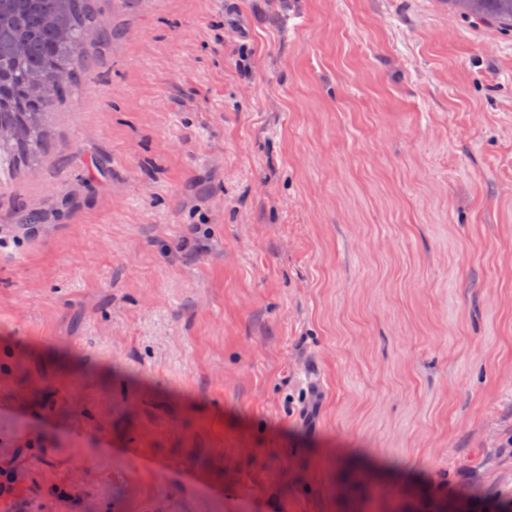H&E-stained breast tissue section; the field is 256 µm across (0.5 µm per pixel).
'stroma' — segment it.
Listing matches in <instances>:
<instances>
[{
	"mask_svg": "<svg viewBox=\"0 0 512 512\" xmlns=\"http://www.w3.org/2000/svg\"><path fill=\"white\" fill-rule=\"evenodd\" d=\"M121 24L39 168L0 169V226L48 217L0 249L18 495L415 512L466 468L512 497V35L431 0Z\"/></svg>",
	"mask_w": 512,
	"mask_h": 512,
	"instance_id": "stroma-1",
	"label": "stroma"
}]
</instances>
